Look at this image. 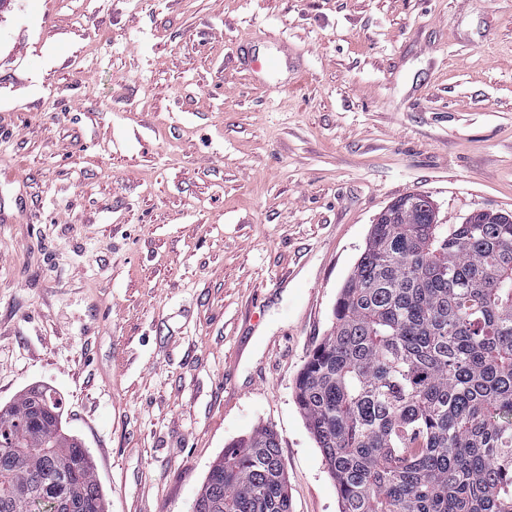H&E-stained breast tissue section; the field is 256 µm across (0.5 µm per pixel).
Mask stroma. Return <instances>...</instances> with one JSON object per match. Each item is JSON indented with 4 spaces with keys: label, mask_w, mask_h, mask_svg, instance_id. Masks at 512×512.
Instances as JSON below:
<instances>
[{
    "label": "stroma",
    "mask_w": 512,
    "mask_h": 512,
    "mask_svg": "<svg viewBox=\"0 0 512 512\" xmlns=\"http://www.w3.org/2000/svg\"><path fill=\"white\" fill-rule=\"evenodd\" d=\"M409 193L512 213V0H8L0 406L56 391L109 512L259 427L339 512L296 378Z\"/></svg>",
    "instance_id": "obj_1"
}]
</instances>
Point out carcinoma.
<instances>
[{
    "label": "carcinoma",
    "instance_id": "obj_1",
    "mask_svg": "<svg viewBox=\"0 0 512 512\" xmlns=\"http://www.w3.org/2000/svg\"><path fill=\"white\" fill-rule=\"evenodd\" d=\"M412 198L372 224L297 406L341 512H512V219ZM61 412L44 389L0 409V512H108ZM195 512H290L277 434L225 450Z\"/></svg>",
    "mask_w": 512,
    "mask_h": 512
}]
</instances>
